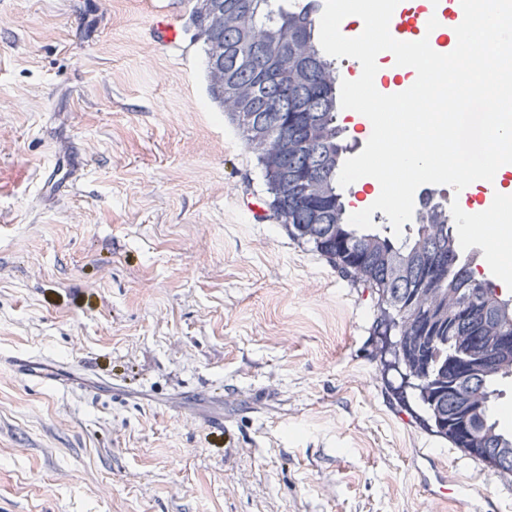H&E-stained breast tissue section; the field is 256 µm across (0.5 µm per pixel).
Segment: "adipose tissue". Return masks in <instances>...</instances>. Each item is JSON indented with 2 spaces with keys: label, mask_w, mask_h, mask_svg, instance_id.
<instances>
[{
  "label": "adipose tissue",
  "mask_w": 512,
  "mask_h": 512,
  "mask_svg": "<svg viewBox=\"0 0 512 512\" xmlns=\"http://www.w3.org/2000/svg\"><path fill=\"white\" fill-rule=\"evenodd\" d=\"M390 0H340L327 27L338 39L340 51L348 56L355 74L344 106L350 128L367 146L357 165L359 209L379 208L393 216L403 214L411 188L423 178H435L432 153L445 150V143L426 147L427 123L397 124V113H416L430 90L420 79L428 60V42L437 32L426 19H419L424 40H406L380 26L367 27L371 18L389 13ZM512 24L501 0H480L468 23L471 41L457 43L459 26L449 21L445 32L455 48L448 57V82L456 87L455 103L467 106L472 100L483 104L473 122L481 142L458 160L453 175L459 198L464 203L462 241L481 235L489 246L491 264H499L507 245L500 234L503 203L512 201V123L503 119L512 108V64L502 62L496 51L500 35ZM483 201H475V194Z\"/></svg>",
  "instance_id": "1"
}]
</instances>
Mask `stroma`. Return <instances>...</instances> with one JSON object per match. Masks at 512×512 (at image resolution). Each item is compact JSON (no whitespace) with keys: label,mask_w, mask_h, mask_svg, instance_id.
<instances>
[{"label":"stroma","mask_w":512,"mask_h":512,"mask_svg":"<svg viewBox=\"0 0 512 512\" xmlns=\"http://www.w3.org/2000/svg\"><path fill=\"white\" fill-rule=\"evenodd\" d=\"M193 4L0 0V512H512L276 219ZM83 165L74 155H64L55 160L43 182V191L46 194L55 193L57 190L72 180L79 168Z\"/></svg>","instance_id":"1"}]
</instances>
